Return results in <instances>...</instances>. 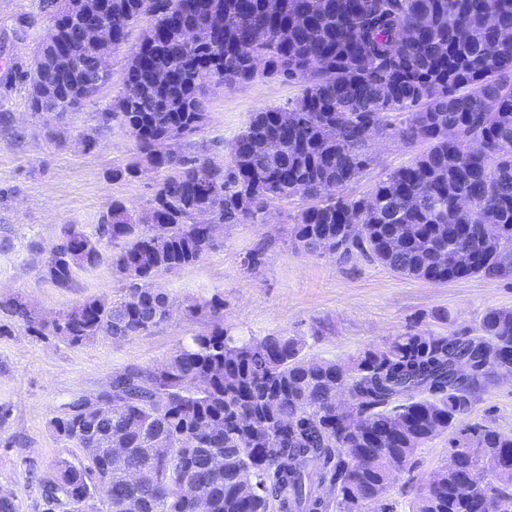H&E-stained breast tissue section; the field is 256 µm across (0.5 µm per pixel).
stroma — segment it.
<instances>
[{
  "label": "stroma",
  "instance_id": "stroma-1",
  "mask_svg": "<svg viewBox=\"0 0 512 512\" xmlns=\"http://www.w3.org/2000/svg\"><path fill=\"white\" fill-rule=\"evenodd\" d=\"M46 3L0 0V113L13 116L10 124L0 123V238L10 237L13 243L10 251L0 252V295H21L36 311L53 317L89 297H118L128 283L105 262L77 271L72 288H55L44 279L43 258L29 251V242L51 247L66 224L82 225L94 234L116 199L138 211L147 209L165 174L151 170L112 180L113 169L134 159L135 141L120 122L107 129L98 126L99 112L122 91L129 51L142 32L138 26L125 48L113 54L110 80L66 126L64 142L49 139L45 118L32 114L28 87L14 74L16 68L33 64L52 26ZM299 92L298 85L260 77L247 84L210 86L207 124L184 139L183 153L223 163L254 112L286 107ZM87 132L98 140L89 151L80 143ZM423 149V143H405L391 132L373 137V161L347 194L369 193ZM303 205L298 197L274 201L262 223L225 225L215 248L198 263L160 273L156 283L176 310L143 335L72 345L33 335L0 313L5 328L0 334V406L7 411L0 421V479L10 484L17 512H42L41 478L52 474L58 458L76 462L83 457L82 449L55 438L50 428L55 416L77 398L92 399L106 391L116 373L159 366L191 336L208 329L207 321L181 315L187 299L221 294L229 334L299 336L306 355L343 362L410 328L463 332L476 328L489 310L512 308L511 279L476 275L432 283L402 276L357 251L343 259L295 248L293 217ZM257 248L263 263L250 276L242 260ZM466 421L512 434V376L477 393ZM448 448L443 434L415 452L387 494L394 512H409Z\"/></svg>",
  "mask_w": 512,
  "mask_h": 512
}]
</instances>
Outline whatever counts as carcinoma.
<instances>
[{"mask_svg": "<svg viewBox=\"0 0 512 512\" xmlns=\"http://www.w3.org/2000/svg\"><path fill=\"white\" fill-rule=\"evenodd\" d=\"M265 0H71L55 2L52 24L68 36L72 66L61 71L54 49L40 45L33 66L15 71L28 86L29 107L47 115L48 134L87 101L85 86L109 75L84 51L87 30L106 22L120 35L138 23L150 56L127 59L124 90L99 113L134 138L137 160L112 170L114 181L144 169L163 170L151 206L142 212L112 201L90 236L79 224L62 226L47 252L43 274L66 290L78 270L103 261L128 281L116 300L89 297L57 322L37 318L18 296L0 298V311L38 336L50 332L72 345L98 336L125 340L169 318L173 304L154 287L161 272L198 263L217 244L214 225L256 224L275 199L300 195L312 204L294 217L295 247H325L346 257L356 248L401 275L448 281L483 275L512 278V0H281L280 17ZM224 20V43L211 23ZM249 41L254 55L239 52ZM258 77L302 84L285 109L255 112L233 140L229 161L188 158L181 141L208 120L206 84H246ZM285 111L293 133L269 154L262 142ZM422 140L426 150L393 170L366 197L343 194L369 165L365 131L387 129ZM251 206H239L246 190ZM360 217L362 227L348 222ZM111 247L101 249V242ZM189 319L210 327L164 364L116 374L103 425L77 399L50 421L64 444H79L99 426L100 447L126 448L121 460L57 461L44 481L43 512L70 505L76 512H195L192 488L208 487V512H327L324 484L337 488L336 512L346 504L394 512L386 502L391 471L451 431L437 488L420 490L412 512H478L480 489L463 496L460 475L495 476L512 506V436L490 426H462L475 394L512 365V309H491L479 326L448 335L408 330L348 363L303 353L293 336L238 337L224 331V297L193 299ZM468 358L470 371L453 364ZM347 383L351 411L362 426L342 425L332 390ZM170 451L157 456L158 442ZM353 448H372L363 468ZM223 466L213 465L216 457ZM129 470L151 477L132 485ZM252 482L256 492L241 493Z\"/></svg>", "mask_w": 512, "mask_h": 512, "instance_id": "carcinoma-1", "label": "carcinoma"}]
</instances>
